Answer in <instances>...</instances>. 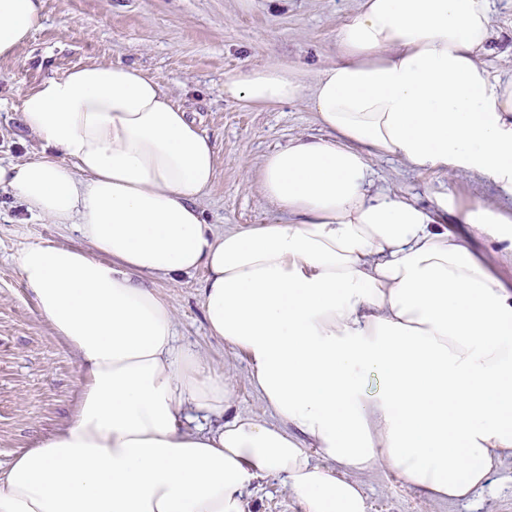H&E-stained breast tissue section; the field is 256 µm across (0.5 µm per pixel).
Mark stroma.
Segmentation results:
<instances>
[{
	"instance_id": "stroma-1",
	"label": "stroma",
	"mask_w": 512,
	"mask_h": 512,
	"mask_svg": "<svg viewBox=\"0 0 512 512\" xmlns=\"http://www.w3.org/2000/svg\"><path fill=\"white\" fill-rule=\"evenodd\" d=\"M359 0H43L31 40L14 58L0 60V162L24 160L39 142L19 123L25 92L68 69L94 62L134 63L183 107L214 143L218 167L202 202L204 218L224 230L267 224L273 207L260 195L256 172L262 157L301 134H318L314 112L298 101L256 108L224 96V77L246 68L278 64L298 69L304 83L338 58L336 34ZM489 53L491 75L512 71V0H498ZM376 186L413 197L425 206L443 194L460 203L483 200L511 211L488 180L413 170L390 156L373 158ZM70 246L62 225L31 217L17 198L0 190V472L36 436L61 428L77 398L75 359L41 318L14 257L24 246ZM204 272L173 285L153 281L176 317L178 341L205 357L234 390V409L269 419L250 380L246 354L208 334L199 288ZM369 512H512V455L496 463L487 486L455 502L417 494L389 468L362 479ZM252 512H303L276 478L254 481Z\"/></svg>"
}]
</instances>
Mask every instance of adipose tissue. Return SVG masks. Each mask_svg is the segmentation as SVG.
I'll use <instances>...</instances> for the list:
<instances>
[{
	"mask_svg": "<svg viewBox=\"0 0 512 512\" xmlns=\"http://www.w3.org/2000/svg\"><path fill=\"white\" fill-rule=\"evenodd\" d=\"M41 10L0 0V59ZM492 25V0H361L312 88L291 67L225 76L229 99L306 101L323 133L263 157L273 223L222 232L201 211L216 147L142 67L76 66L26 92L18 119L42 150L0 165V188L79 239L16 264L80 382L69 421L0 474V512H248L266 476L305 512H368L361 478L381 466L432 501L484 486L512 452V288L467 240L512 263V213L374 189L370 161L512 198V73L482 60ZM200 270L208 332L246 353L271 419L231 414V384L177 344L150 282Z\"/></svg>",
	"mask_w": 512,
	"mask_h": 512,
	"instance_id": "obj_1",
	"label": "adipose tissue"
}]
</instances>
